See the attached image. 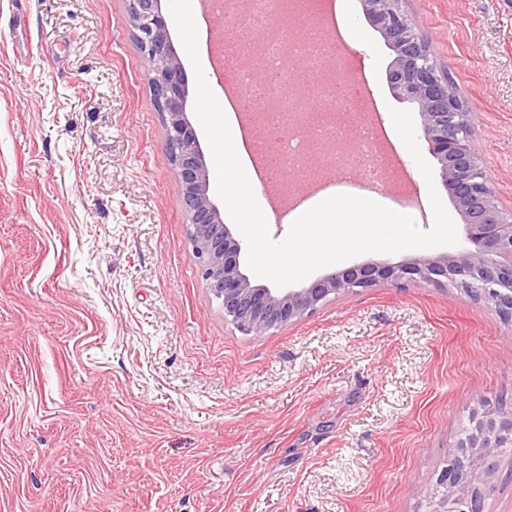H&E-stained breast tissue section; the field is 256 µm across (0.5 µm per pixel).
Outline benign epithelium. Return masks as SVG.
<instances>
[{
  "mask_svg": "<svg viewBox=\"0 0 512 512\" xmlns=\"http://www.w3.org/2000/svg\"><path fill=\"white\" fill-rule=\"evenodd\" d=\"M399 2L363 0L366 15L396 54L389 81L400 98L417 107L421 138L440 164L442 185L461 216L460 242L452 251L398 264L336 266L302 288L277 289L255 283L243 271L245 246L224 224L209 194L208 165L187 116L190 90L160 0H128L130 26L150 63L154 102L166 123L200 277L221 304L224 319L245 334L264 336L286 327L345 292L388 282L438 287L453 277L471 296L512 321V214L501 210L479 166L470 140L472 113L465 111L448 78L438 72L427 42ZM511 447L512 407L486 411L439 476L444 496L436 512H448L450 500L458 512H483L477 487L493 475L497 450Z\"/></svg>",
  "mask_w": 512,
  "mask_h": 512,
  "instance_id": "1",
  "label": "benign epithelium"
}]
</instances>
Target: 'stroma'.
<instances>
[{
    "instance_id": "1",
    "label": "stroma",
    "mask_w": 512,
    "mask_h": 512,
    "mask_svg": "<svg viewBox=\"0 0 512 512\" xmlns=\"http://www.w3.org/2000/svg\"><path fill=\"white\" fill-rule=\"evenodd\" d=\"M340 50L397 109L352 0ZM512 212V0H402ZM126 0H0V512H436L512 403V325L457 285L349 292L268 335L198 274ZM512 512V447L485 482Z\"/></svg>"
}]
</instances>
